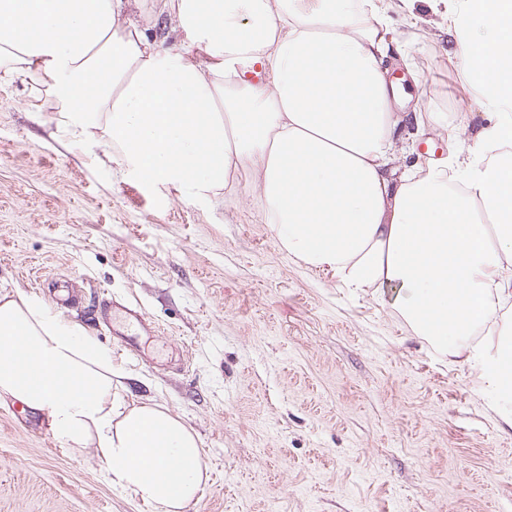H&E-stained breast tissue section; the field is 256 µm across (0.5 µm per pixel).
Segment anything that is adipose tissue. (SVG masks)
I'll list each match as a JSON object with an SVG mask.
<instances>
[{
	"instance_id": "1",
	"label": "adipose tissue",
	"mask_w": 512,
	"mask_h": 512,
	"mask_svg": "<svg viewBox=\"0 0 512 512\" xmlns=\"http://www.w3.org/2000/svg\"><path fill=\"white\" fill-rule=\"evenodd\" d=\"M130 0H0V75L44 87L78 141L112 145L123 177L213 200L238 172L288 254L359 295L394 285L398 309L442 353L512 391V336L472 344L512 307V155L460 149L412 165L415 122L387 80L391 13L418 0H157L180 45L127 18ZM443 8L463 93L512 146V0ZM274 62L272 81L250 80ZM112 353L23 292L0 295V397L93 447L113 487L186 512L207 477L200 441L157 404L128 403Z\"/></svg>"
}]
</instances>
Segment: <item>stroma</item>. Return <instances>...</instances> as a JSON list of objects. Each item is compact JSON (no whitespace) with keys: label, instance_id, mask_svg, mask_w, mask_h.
<instances>
[{"label":"stroma","instance_id":"obj_1","mask_svg":"<svg viewBox=\"0 0 512 512\" xmlns=\"http://www.w3.org/2000/svg\"><path fill=\"white\" fill-rule=\"evenodd\" d=\"M402 13L391 70L422 113L453 117L462 74L447 35ZM412 61L418 80L408 78ZM26 78L0 81V294L51 302L112 353L133 403L166 406L202 441L209 478L188 512H512V407L439 353L392 304L353 296L288 254L244 190L220 202L123 179L108 145L74 141ZM485 122L417 138L408 162L470 154ZM129 301L154 323L140 356L92 312ZM0 400V512H155L112 488L95 448Z\"/></svg>","mask_w":512,"mask_h":512}]
</instances>
